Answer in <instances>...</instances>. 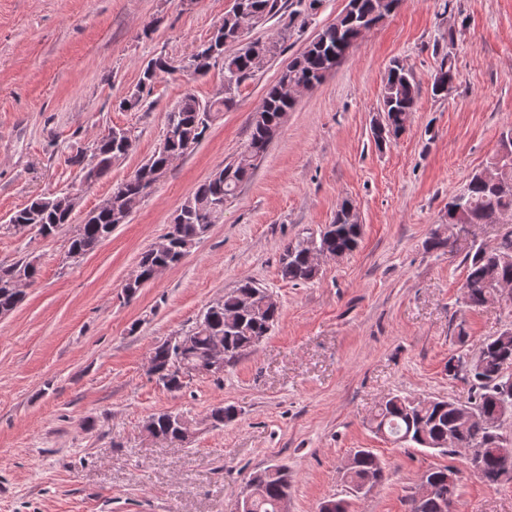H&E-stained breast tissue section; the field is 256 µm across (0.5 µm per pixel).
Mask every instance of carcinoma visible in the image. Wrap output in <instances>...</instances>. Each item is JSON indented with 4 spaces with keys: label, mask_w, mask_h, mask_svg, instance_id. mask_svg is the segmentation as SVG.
I'll use <instances>...</instances> for the list:
<instances>
[{
    "label": "carcinoma",
    "mask_w": 512,
    "mask_h": 512,
    "mask_svg": "<svg viewBox=\"0 0 512 512\" xmlns=\"http://www.w3.org/2000/svg\"><path fill=\"white\" fill-rule=\"evenodd\" d=\"M355 10L340 16L336 22L323 27L314 41L294 55L281 71L277 82L266 92L259 109L253 114L250 137L244 150L230 163L218 168L219 176L204 180L179 207L182 221L169 226L170 250L164 254L146 251L140 259L142 274L150 278L158 265L172 266L181 261L189 250L203 239L224 212V203L234 197L242 182L247 180L266 153L270 141L285 114L296 106V98L288 93V86L312 89L343 61L349 50L366 32L395 12L402 0H353ZM321 0H235L216 25L212 36L196 45L189 64L194 73L204 74L211 61L222 62L224 74L223 96L201 101L193 94L185 95L166 113L163 141L157 151L133 175L112 188V204L130 215L142 198L149 194L154 181L169 167L172 160L184 156L190 147L204 136L215 112L230 107L239 87L251 78L262 65L283 52L288 32L304 27L308 18L316 14ZM284 19L279 32L266 39L245 41L240 29L252 21L264 26L271 19ZM181 63L166 57L150 60L141 71L140 90L152 89L162 73H172ZM456 79V67L448 57L441 59L431 93L435 97L448 95V86ZM419 86L413 75L395 60L384 81L380 113L385 137L377 127H371L372 138L381 149L397 139L406 129L411 112L419 96ZM133 138L130 129L112 128L95 141L97 156L95 180L107 176L112 164L126 154V141ZM509 185L498 190L482 181L478 173L468 177L465 184L448 200V222L442 231L429 238V248L455 251L454 229L457 209L477 222L488 223L503 213L512 214V166L499 173ZM70 202L65 195L39 198L14 212L8 228L23 230L36 227L48 237L69 223ZM355 207L348 201L341 203L330 224L317 236L298 238L285 245L280 271L283 279L294 283H309L318 277L310 252L318 250L332 256H344L358 245L361 225L356 222ZM114 228L109 212L99 209L88 214L86 221L76 225L69 238L68 255L83 256L94 251ZM461 263L466 268L462 285V303L469 308L485 304L489 286L493 283L512 284V223L497 235L492 246L473 245L462 252ZM24 274L29 283H35L38 269L30 261H17L0 266V314L15 310L22 302L14 276ZM280 306L269 292L252 280L240 282L224 297L208 306L199 321L190 330V345L181 354H171L158 345L153 351L157 369L162 371L158 382L170 392L179 391L184 384L179 371L190 367L197 374L206 373V358L211 338L224 339L226 364H231L255 347V341L266 337L278 322ZM475 368L469 378L470 396L466 401L439 397L416 398L393 395L380 405L370 421L371 428L398 445L414 443L446 456L456 454L448 448V434L456 428L459 409L470 410V419L460 443L464 448L484 450L483 467L478 474L489 485L511 483L512 475H502L496 448L503 444V435L490 430L491 422L501 412L503 404L512 407V394L503 396L499 385L512 378V332H501L480 343L473 355ZM172 414L153 415V433L165 440H184L172 428ZM348 484L357 485L367 479L379 482L383 472L376 456L367 449L356 451L351 465L345 469ZM426 478L434 480L437 491L420 502L411 501V512H443L445 501L453 499L456 482L448 481V467L426 471ZM254 500L250 512H278L279 501L290 493L291 477L283 466H269L254 472Z\"/></svg>",
    "instance_id": "cac0c4a2"
}]
</instances>
